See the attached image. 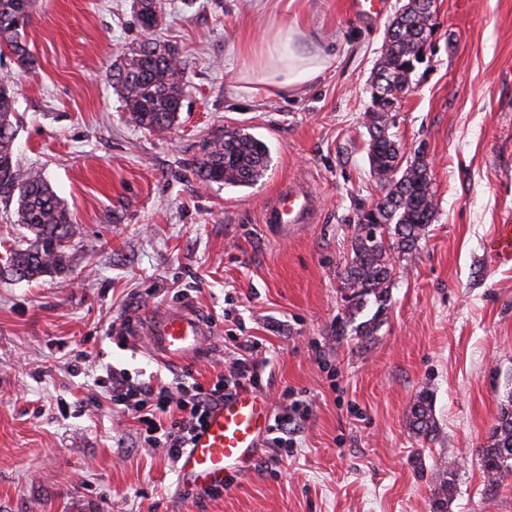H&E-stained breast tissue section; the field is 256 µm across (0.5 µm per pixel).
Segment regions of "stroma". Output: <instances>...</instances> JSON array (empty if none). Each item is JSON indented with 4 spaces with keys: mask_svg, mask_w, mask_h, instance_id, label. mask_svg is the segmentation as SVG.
<instances>
[{
    "mask_svg": "<svg viewBox=\"0 0 512 512\" xmlns=\"http://www.w3.org/2000/svg\"><path fill=\"white\" fill-rule=\"evenodd\" d=\"M355 19L348 0H161L156 35L189 65L170 132L135 126L107 79L145 39L133 0H37L26 28L34 67L0 59L14 81L21 167L67 204L63 274H0V512H432L445 462L461 464L450 512H512V482L484 494L479 454L512 388V263L485 244L512 223V0H435V32L393 134L430 165L437 211L400 256L369 341L336 333L357 216L381 195L368 160L371 79L390 18ZM296 25L330 66L309 86L252 92V57ZM246 128L270 150L249 187L201 183L203 140ZM305 179L315 223L275 235L259 206ZM183 291L215 339L199 382L237 336L268 357L273 413L304 394L296 447L261 444L250 472L210 496L181 487L164 449L142 447L113 411L106 367L180 375L130 341L132 325ZM128 337L120 345L119 337ZM431 390L438 430L408 415Z\"/></svg>",
    "mask_w": 512,
    "mask_h": 512,
    "instance_id": "stroma-1",
    "label": "stroma"
}]
</instances>
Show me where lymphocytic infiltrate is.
<instances>
[{
	"mask_svg": "<svg viewBox=\"0 0 512 512\" xmlns=\"http://www.w3.org/2000/svg\"><path fill=\"white\" fill-rule=\"evenodd\" d=\"M236 357L210 383L198 382L192 369H183L173 384L136 381L126 372L107 374L113 409L132 416L142 442L148 448L165 449L168 458L179 461L210 412L236 390L259 387L257 356L263 349L255 337L236 341Z\"/></svg>",
	"mask_w": 512,
	"mask_h": 512,
	"instance_id": "1",
	"label": "lymphocytic infiltrate"
}]
</instances>
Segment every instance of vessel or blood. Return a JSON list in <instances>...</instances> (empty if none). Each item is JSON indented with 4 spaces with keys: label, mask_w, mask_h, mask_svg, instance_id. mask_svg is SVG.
<instances>
[{
    "label": "vessel or blood",
    "mask_w": 512,
    "mask_h": 512,
    "mask_svg": "<svg viewBox=\"0 0 512 512\" xmlns=\"http://www.w3.org/2000/svg\"><path fill=\"white\" fill-rule=\"evenodd\" d=\"M316 202V191L308 182L286 181L267 200L261 221L277 232L312 223ZM487 249L499 260H512V224L498 225ZM140 333L150 353L165 362L192 360L214 336L212 326L185 306L157 308L143 320ZM270 419L269 402L251 390L225 398L183 453L178 467L180 485L206 491L223 487L228 477L246 474Z\"/></svg>",
    "instance_id": "b4317fda"
}]
</instances>
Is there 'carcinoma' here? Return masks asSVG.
<instances>
[{"mask_svg": "<svg viewBox=\"0 0 512 512\" xmlns=\"http://www.w3.org/2000/svg\"><path fill=\"white\" fill-rule=\"evenodd\" d=\"M35 0H0V55L9 53L22 69L33 64L24 26L31 18ZM136 15L143 30L162 20L159 0H135ZM421 0H407L390 20L372 81L373 110L368 114V157L383 194L357 216L352 237V256L344 275L348 290L344 316L336 334L347 328L358 336L374 334L378 318L390 300L394 255H409L415 249L436 211L429 164L415 154L404 159L401 144L389 133L385 116L402 102L413 87V75L423 63L424 49L434 32L433 16L421 15ZM112 88L135 125L161 134L178 119L188 67L172 46L146 38L132 48L111 74ZM15 100L10 83L0 80V199L15 202L16 222L29 231L26 246L9 252L4 270L17 281L32 282L60 275L68 267V243L74 234L67 206L53 187L34 169H24L15 159ZM270 151L261 140L242 129L226 131L205 141L194 162L195 176L205 184L231 187L254 185L268 171ZM373 315L358 316L369 305ZM413 433L428 439L437 432L432 393L420 392L411 407ZM480 466L485 494L494 497L512 478V389L499 405L498 416L481 449ZM457 462L448 463V480L434 492L433 512H448L454 498L453 475Z\"/></svg>", "mask_w": 512, "mask_h": 512, "instance_id": "carcinoma-1", "label": "carcinoma"}]
</instances>
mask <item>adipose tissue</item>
<instances>
[{
  "label": "adipose tissue",
  "instance_id": "obj_1",
  "mask_svg": "<svg viewBox=\"0 0 512 512\" xmlns=\"http://www.w3.org/2000/svg\"><path fill=\"white\" fill-rule=\"evenodd\" d=\"M330 61L319 48L301 42L298 29L282 28L262 49L255 82L260 87L308 84L322 75Z\"/></svg>",
  "mask_w": 512,
  "mask_h": 512
}]
</instances>
